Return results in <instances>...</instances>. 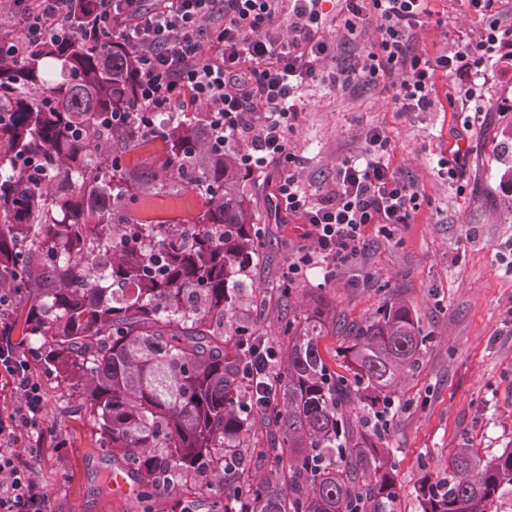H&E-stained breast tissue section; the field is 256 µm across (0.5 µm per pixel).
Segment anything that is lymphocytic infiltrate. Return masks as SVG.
Masks as SVG:
<instances>
[{
  "label": "lymphocytic infiltrate",
  "mask_w": 512,
  "mask_h": 512,
  "mask_svg": "<svg viewBox=\"0 0 512 512\" xmlns=\"http://www.w3.org/2000/svg\"><path fill=\"white\" fill-rule=\"evenodd\" d=\"M344 35L376 24L374 49L356 67L327 68L335 47L322 31L324 0H34L19 15L30 44L61 39L64 23L80 11L93 20L91 36L111 32L137 61L136 93L141 111L183 112L204 105L212 135L230 141L247 133L240 153L246 172L287 163L286 134L298 118L302 89L321 82L347 89L356 78H395L394 103L401 112H427L439 101L438 78L480 73L503 38L490 22L479 43L448 54H430L413 44L431 11L429 0H340ZM367 148L343 159L334 187L309 194L291 173L280 175L278 205L308 224L313 247L288 261L289 281L319 268L331 280L339 266L358 255L371 224H408L418 209L416 186L389 163L388 139L368 130ZM10 324L0 318V385L19 403L0 414V512H48L42 486L19 464L17 445L38 454L45 421L43 389L28 358L16 349Z\"/></svg>",
  "instance_id": "lymphocytic-infiltrate-1"
}]
</instances>
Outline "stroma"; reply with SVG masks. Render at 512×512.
<instances>
[{"label":"stroma","instance_id":"35a3bbf8","mask_svg":"<svg viewBox=\"0 0 512 512\" xmlns=\"http://www.w3.org/2000/svg\"><path fill=\"white\" fill-rule=\"evenodd\" d=\"M430 8L415 47L433 54L480 42L493 18L512 28V0H486L480 8L470 0H432ZM475 85V101L399 112L390 78L362 80L344 91L318 84L304 90L287 133L290 170L313 193L333 186L338 164L363 153L365 134L375 126L390 142L392 170L420 192L412 223L387 232L369 227L360 255L334 279L310 270L288 302L271 304L257 320L277 348L276 329L289 310L323 298L341 319L321 341L323 354L332 355L348 344L349 326L397 300L429 334L405 388L408 403L389 426L397 512H418L417 487L444 472L455 448L469 445L487 459L512 443V184L502 178L512 169V154L498 149L503 132L512 130V36ZM460 146L469 153L461 176H440V161ZM246 185L263 230L253 279L273 282L304 246L306 228L275 212L265 173L248 176ZM202 204L197 190L177 184L140 196L134 209L156 219H186ZM36 376L46 402L43 448L20 460L43 487L51 512H138L135 496L114 492L119 464L98 447L68 387L44 370Z\"/></svg>","mask_w":512,"mask_h":512}]
</instances>
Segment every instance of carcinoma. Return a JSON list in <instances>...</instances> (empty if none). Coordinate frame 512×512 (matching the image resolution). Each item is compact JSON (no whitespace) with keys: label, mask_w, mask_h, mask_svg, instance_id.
I'll list each match as a JSON object with an SVG mask.
<instances>
[{"label":"carcinoma","mask_w":512,"mask_h":512,"mask_svg":"<svg viewBox=\"0 0 512 512\" xmlns=\"http://www.w3.org/2000/svg\"><path fill=\"white\" fill-rule=\"evenodd\" d=\"M67 25L50 46L0 42V293L15 294L17 350L38 345L142 512L174 492L191 512L196 489L211 512H395L385 416L405 405L429 337L386 302L353 327L341 374L320 351L339 317L319 299L279 328L271 402L246 391L239 337L259 344L251 314L293 285L252 282L261 240L239 148L213 145L195 112H152L146 127L131 53L110 34L87 40L84 14ZM114 140L128 153L161 143L160 167L138 176ZM173 180L203 197L190 234L132 211L145 186ZM504 497L512 445L489 460L458 448L416 491L419 512H491Z\"/></svg>","instance_id":"cac0c4a2"}]
</instances>
